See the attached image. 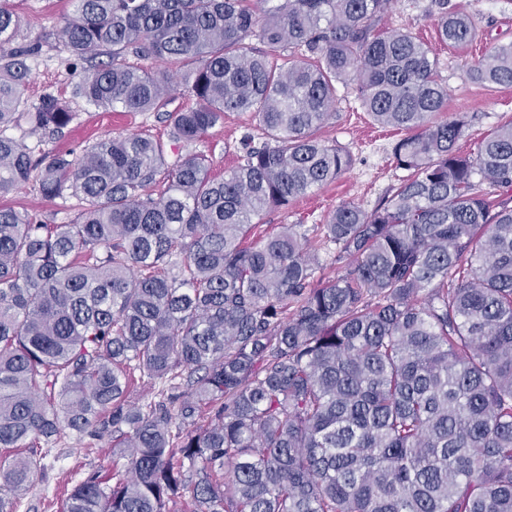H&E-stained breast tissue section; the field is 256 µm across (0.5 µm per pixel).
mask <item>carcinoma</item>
I'll use <instances>...</instances> for the list:
<instances>
[{"mask_svg":"<svg viewBox=\"0 0 512 512\" xmlns=\"http://www.w3.org/2000/svg\"><path fill=\"white\" fill-rule=\"evenodd\" d=\"M0 0V194L36 177L70 195L69 224L0 206V512H15L52 445L112 442V460L74 483L55 512H512V122L470 158L431 48L381 29L393 0H72L61 31L97 58L73 96L102 109L164 112L181 87L194 107L170 136L201 141L228 112L244 138L222 178L190 150L167 160L141 132L79 158H33L7 131L60 133L51 95L25 97L37 42ZM439 39L476 35L434 0ZM182 70L145 68L141 60ZM512 86V43L466 69ZM406 129L409 171L368 212L336 208L321 232L253 219L351 168L317 136L342 100ZM336 245L347 265L315 279ZM158 398L127 400L135 377Z\"/></svg>","mask_w":512,"mask_h":512,"instance_id":"1","label":"carcinoma"}]
</instances>
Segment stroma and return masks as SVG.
<instances>
[{
    "instance_id": "1",
    "label": "stroma",
    "mask_w": 512,
    "mask_h": 512,
    "mask_svg": "<svg viewBox=\"0 0 512 512\" xmlns=\"http://www.w3.org/2000/svg\"><path fill=\"white\" fill-rule=\"evenodd\" d=\"M459 11L473 17L478 28L476 39L464 47H451L438 36L437 15L431 0H395L382 25L410 33L435 50L440 75L449 88L448 108L436 114V121L464 118L467 126L459 142L461 153L476 156L481 141L500 125L512 121V87L485 88L472 83L466 75L467 63L481 59L493 47L512 42V0H451ZM22 19L21 38L42 45L41 53L31 60V82L27 96L35 103L46 94L69 102L75 120L59 135L27 137L38 158L58 152L81 156L88 144L104 137L137 133L145 129L166 136L169 156L184 152L183 143L169 140L168 122L154 112L104 111L72 95L75 82L72 58L60 38L70 0H16ZM253 114L234 112L223 124L211 129L196 145L212 160L211 172L224 174L235 163L246 133L257 132ZM321 139L349 151L353 164L347 173L320 189L297 197L287 208L270 210L259 216L267 234L278 232L284 224H323L337 206L354 203L365 210L375 209L385 196L399 186L407 175L399 168L392 148L403 136L401 130L382 127L353 100L338 103L336 114L320 130ZM0 203L25 208L48 224H66L80 211L75 198L44 200L35 182L18 186L0 198ZM110 448L94 449L89 439H62L53 449L54 469L49 480H36L32 490L17 501V512H33L34 507L55 499L71 478L87 475L111 458Z\"/></svg>"
}]
</instances>
